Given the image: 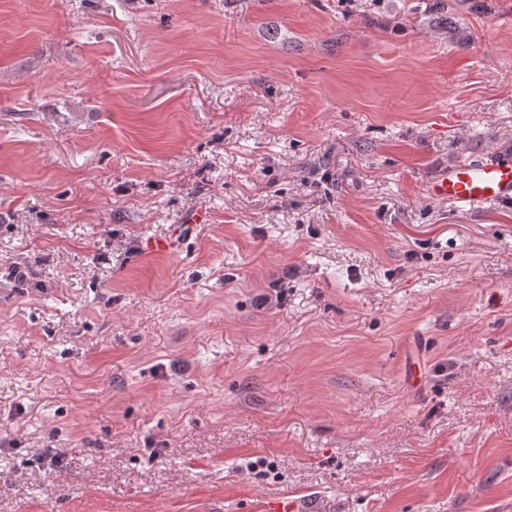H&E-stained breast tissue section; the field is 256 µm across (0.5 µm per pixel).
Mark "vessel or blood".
I'll return each mask as SVG.
<instances>
[{
    "mask_svg": "<svg viewBox=\"0 0 512 512\" xmlns=\"http://www.w3.org/2000/svg\"><path fill=\"white\" fill-rule=\"evenodd\" d=\"M430 196L473 205L486 200L512 201V158L462 161L448 167L428 186Z\"/></svg>",
    "mask_w": 512,
    "mask_h": 512,
    "instance_id": "1",
    "label": "vessel or blood"
}]
</instances>
